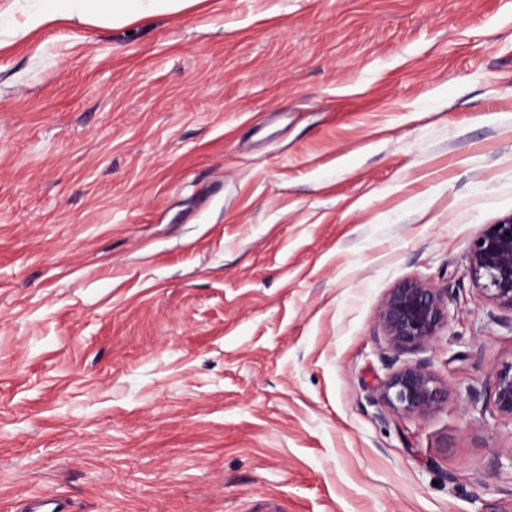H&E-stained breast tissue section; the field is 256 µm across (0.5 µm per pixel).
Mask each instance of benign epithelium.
<instances>
[{
  "instance_id": "benign-epithelium-1",
  "label": "benign epithelium",
  "mask_w": 512,
  "mask_h": 512,
  "mask_svg": "<svg viewBox=\"0 0 512 512\" xmlns=\"http://www.w3.org/2000/svg\"><path fill=\"white\" fill-rule=\"evenodd\" d=\"M484 228L472 241L473 275L500 306L512 310V217ZM448 320L442 289L417 278L392 290L382 303L379 323L398 353L432 344ZM376 400L399 418L431 412L444 397L435 378L419 364H408L380 381ZM494 414L512 421V362L495 370L489 392Z\"/></svg>"
}]
</instances>
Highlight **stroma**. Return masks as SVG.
<instances>
[{"label": "stroma", "mask_w": 512, "mask_h": 512, "mask_svg": "<svg viewBox=\"0 0 512 512\" xmlns=\"http://www.w3.org/2000/svg\"><path fill=\"white\" fill-rule=\"evenodd\" d=\"M512 0H201L0 51V512H512ZM437 341L378 323L400 284ZM408 364L427 416L376 402ZM502 227L496 229V226ZM473 275L484 280L483 289L501 307L512 311V216L484 228L472 241ZM447 320L448 301L442 289L421 278L393 289L379 311V323L398 353L432 344ZM495 415L512 421V362L495 370L489 392ZM376 400L399 418L431 412L444 397L435 378L419 364H408L381 380Z\"/></svg>", "instance_id": "stroma-1"}]
</instances>
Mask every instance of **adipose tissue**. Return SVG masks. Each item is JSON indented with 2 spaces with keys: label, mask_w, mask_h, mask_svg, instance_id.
<instances>
[{
  "label": "adipose tissue",
  "mask_w": 512,
  "mask_h": 512,
  "mask_svg": "<svg viewBox=\"0 0 512 512\" xmlns=\"http://www.w3.org/2000/svg\"><path fill=\"white\" fill-rule=\"evenodd\" d=\"M199 0H11L0 10V48L32 31L60 22L122 26L175 14Z\"/></svg>",
  "instance_id": "obj_1"
}]
</instances>
